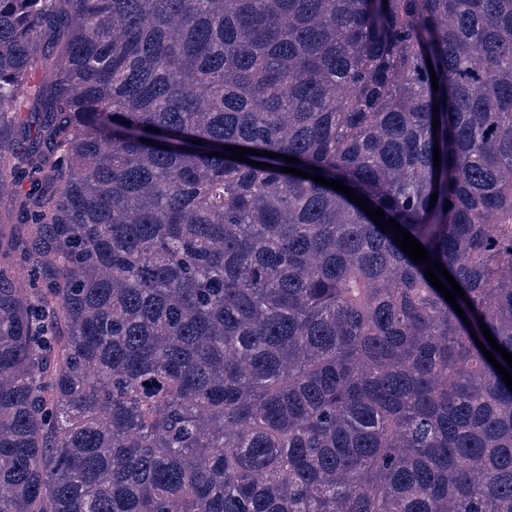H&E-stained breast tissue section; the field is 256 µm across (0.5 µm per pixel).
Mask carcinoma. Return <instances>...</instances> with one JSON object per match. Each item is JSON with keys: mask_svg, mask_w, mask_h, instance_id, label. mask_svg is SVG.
Returning a JSON list of instances; mask_svg holds the SVG:
<instances>
[{"mask_svg": "<svg viewBox=\"0 0 512 512\" xmlns=\"http://www.w3.org/2000/svg\"><path fill=\"white\" fill-rule=\"evenodd\" d=\"M483 324L512 0H0V512H512Z\"/></svg>", "mask_w": 512, "mask_h": 512, "instance_id": "1", "label": "carcinoma"}]
</instances>
